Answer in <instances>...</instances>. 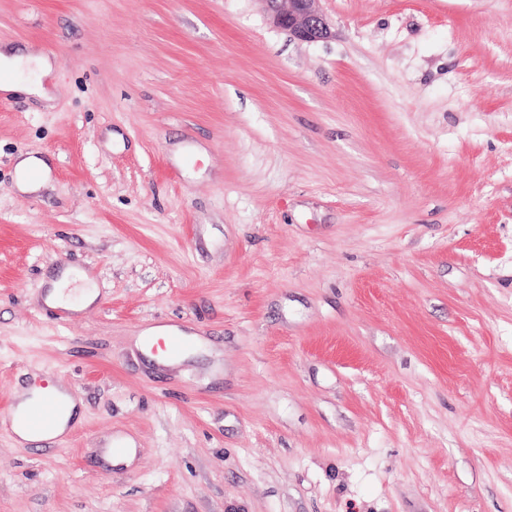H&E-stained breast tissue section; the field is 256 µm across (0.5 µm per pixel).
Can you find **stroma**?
<instances>
[{
    "label": "stroma",
    "instance_id": "stroma-1",
    "mask_svg": "<svg viewBox=\"0 0 512 512\" xmlns=\"http://www.w3.org/2000/svg\"><path fill=\"white\" fill-rule=\"evenodd\" d=\"M319 8L307 43L260 0H0L54 65L0 97V417L84 403L0 426V512H512V0ZM37 170L39 172L38 178H29L26 175ZM17 171V187L22 193H34L39 191L45 184L48 175V166L46 163L34 156H25L19 158L16 163ZM38 172L34 171L31 173L32 177H37ZM47 286L45 302L50 306L67 305L77 297L78 304L72 309H80L94 303L98 294L86 272L70 269L48 280ZM46 392L54 393L64 402L66 410L61 418V401L54 396H42ZM15 399L20 410L27 407L33 400H37L20 417L17 416L15 408L10 409L2 419V424L11 431L20 421L33 434H47L60 418L52 434V436H57L67 429L70 421L73 419L74 421L79 420V402L61 385L49 386L46 389L40 387L22 389L16 393Z\"/></svg>",
    "mask_w": 512,
    "mask_h": 512
}]
</instances>
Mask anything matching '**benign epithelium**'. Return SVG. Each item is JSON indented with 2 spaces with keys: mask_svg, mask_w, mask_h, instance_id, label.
I'll use <instances>...</instances> for the list:
<instances>
[{
  "mask_svg": "<svg viewBox=\"0 0 512 512\" xmlns=\"http://www.w3.org/2000/svg\"><path fill=\"white\" fill-rule=\"evenodd\" d=\"M262 2L272 26L293 38L314 42L330 36V26L317 7L318 0H289L286 8L281 6V0Z\"/></svg>",
  "mask_w": 512,
  "mask_h": 512,
  "instance_id": "7a95c632",
  "label": "benign epithelium"
}]
</instances>
